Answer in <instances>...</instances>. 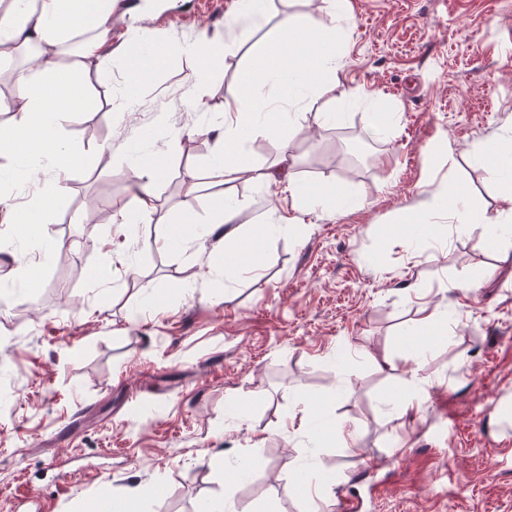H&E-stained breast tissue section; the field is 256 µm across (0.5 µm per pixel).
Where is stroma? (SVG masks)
<instances>
[{
    "label": "stroma",
    "instance_id": "35a3bbf8",
    "mask_svg": "<svg viewBox=\"0 0 512 512\" xmlns=\"http://www.w3.org/2000/svg\"><path fill=\"white\" fill-rule=\"evenodd\" d=\"M181 7L182 20L113 12V45L171 47L136 88L117 55L104 78L59 65L87 98L63 125L69 188L55 223H0V512L24 493L42 512H85L139 488L141 512L218 498L311 512L299 473L324 476L326 500L364 497L363 512H512V241L497 231L512 188L488 178L482 151L512 149V0H347L337 19L327 0H268L245 42L225 27L239 0ZM289 14L343 30L342 67L301 90L277 137L243 141L248 173L213 182L224 103ZM216 32L226 47L192 83L180 47ZM378 112L392 122L375 131ZM284 147L295 181L323 197L299 224L259 178ZM158 152V209L120 228L112 213L133 195L121 171ZM452 185L473 222L418 231ZM221 203L266 228L230 276L207 232ZM175 227L191 244L164 248ZM32 238L58 248L41 259ZM425 304L447 317L422 330ZM415 396L419 412L400 417ZM240 467L250 482L228 484Z\"/></svg>",
    "mask_w": 512,
    "mask_h": 512
}]
</instances>
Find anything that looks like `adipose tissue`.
<instances>
[{
	"mask_svg": "<svg viewBox=\"0 0 512 512\" xmlns=\"http://www.w3.org/2000/svg\"><path fill=\"white\" fill-rule=\"evenodd\" d=\"M112 13V0H12L0 12V45L36 46L37 51L27 60V66L15 83V112L19 117L13 127L0 131V154L18 149L33 155L47 157L48 165L35 166L25 171V180L36 195L35 205L48 209L51 201L65 189L71 169V157L63 150L59 128L63 120L84 111L86 98L83 87L76 80L60 86L61 95L72 100L68 108H61L47 93L46 79L55 69L53 57L56 47L71 32L88 29L95 38L83 43L81 55L85 59L104 60L107 22ZM336 37L335 30L323 29L310 33L303 17L289 15L280 22L278 36L271 38L253 68L240 78L241 93L237 99L224 105V131L219 139L222 161L207 171L209 179L217 182L236 180L247 171L239 151L240 144L252 127L265 123L274 114V107L253 99L256 80H264L277 87L282 100H290L294 87L322 79L326 73L337 72L341 64L328 48ZM124 177L139 188L128 208H120L121 223L131 217L145 218L156 208L153 185L160 173L148 160L123 169ZM239 210L219 206L215 223L225 225V272L236 269L235 257L258 233L242 231L236 222Z\"/></svg>",
	"mask_w": 512,
	"mask_h": 512,
	"instance_id": "1",
	"label": "adipose tissue"
}]
</instances>
